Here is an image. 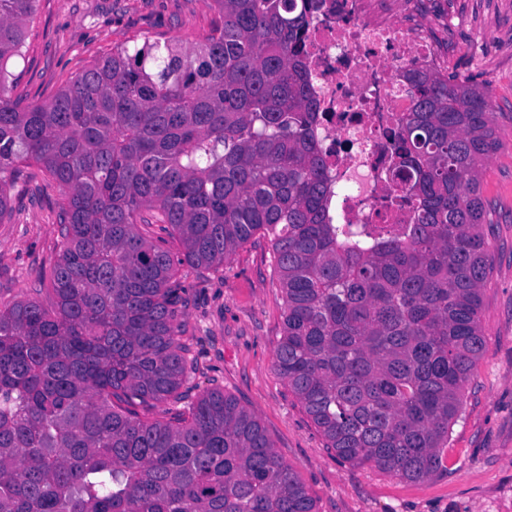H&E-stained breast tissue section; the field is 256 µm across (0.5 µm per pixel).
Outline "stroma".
Instances as JSON below:
<instances>
[{"mask_svg":"<svg viewBox=\"0 0 512 512\" xmlns=\"http://www.w3.org/2000/svg\"><path fill=\"white\" fill-rule=\"evenodd\" d=\"M425 2L431 14L453 17L447 73L488 90L501 141L481 175L483 232L494 255L480 312L486 348L465 385L443 467L409 482L342 462L326 447L274 366L282 289L261 235L230 264L179 266L187 302L180 343L192 370L175 397L133 407L141 419L174 423L207 391L232 395L260 420L316 512H512V0ZM215 20L208 0H38L9 96L24 106L49 101L115 48L197 43ZM29 171L28 189H9L10 211L0 220V299L10 302L48 300L42 282L59 255L62 191L37 166Z\"/></svg>","mask_w":512,"mask_h":512,"instance_id":"35a3bbf8","label":"stroma"}]
</instances>
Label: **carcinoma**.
<instances>
[{"label": "carcinoma", "instance_id": "1", "mask_svg": "<svg viewBox=\"0 0 512 512\" xmlns=\"http://www.w3.org/2000/svg\"><path fill=\"white\" fill-rule=\"evenodd\" d=\"M37 0H0V221L34 162L61 187L52 306L0 305V512H315L256 417L213 390L175 425L124 407L180 386L177 267L270 237L275 366L336 457L409 481L443 466L485 349L493 268L480 175L501 146L486 89L414 71L396 177L416 224L348 237L304 62L309 0H210L203 41L121 47L47 103L7 96ZM140 224H166L181 255Z\"/></svg>", "mask_w": 512, "mask_h": 512}]
</instances>
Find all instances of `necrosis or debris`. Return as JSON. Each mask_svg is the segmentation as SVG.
I'll list each match as a JSON object with an SVG mask.
<instances>
[{
    "instance_id": "obj_1",
    "label": "necrosis or debris",
    "mask_w": 512,
    "mask_h": 512,
    "mask_svg": "<svg viewBox=\"0 0 512 512\" xmlns=\"http://www.w3.org/2000/svg\"><path fill=\"white\" fill-rule=\"evenodd\" d=\"M446 20L422 0H311L305 64L317 103L315 136L332 182L335 223L356 238L407 232L415 205L393 176L394 136L411 106V70L446 63Z\"/></svg>"
}]
</instances>
